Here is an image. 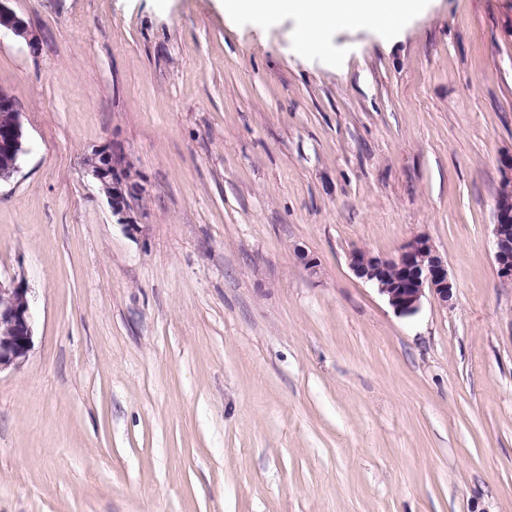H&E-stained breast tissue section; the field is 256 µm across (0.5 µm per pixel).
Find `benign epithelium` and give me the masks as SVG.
<instances>
[{
  "mask_svg": "<svg viewBox=\"0 0 512 512\" xmlns=\"http://www.w3.org/2000/svg\"><path fill=\"white\" fill-rule=\"evenodd\" d=\"M0 0V29L24 39L30 50L39 49L31 37L27 23ZM0 112L9 115L0 125V153L14 158L26 152L21 112L17 101L0 89ZM84 171L102 193L117 223L133 232L138 229L133 202L145 192L124 154L110 143L98 146L83 160ZM503 193L495 202L492 228L494 261L500 278L512 283V154L500 162ZM349 266L354 274L373 285L393 311L400 316L416 314L423 298L431 295L446 305L453 297V283L448 265L437 254L430 241L416 236L392 258L355 249L349 253ZM0 371L19 368L34 346L35 315L29 288L22 277L0 279Z\"/></svg>",
  "mask_w": 512,
  "mask_h": 512,
  "instance_id": "7a95c632",
  "label": "benign epithelium"
}]
</instances>
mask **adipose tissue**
I'll use <instances>...</instances> for the list:
<instances>
[{
	"label": "adipose tissue",
	"instance_id": "obj_1",
	"mask_svg": "<svg viewBox=\"0 0 512 512\" xmlns=\"http://www.w3.org/2000/svg\"><path fill=\"white\" fill-rule=\"evenodd\" d=\"M427 0H223L226 16L275 21L293 18L297 41L313 50L334 30L353 28L389 35L421 14Z\"/></svg>",
	"mask_w": 512,
	"mask_h": 512
}]
</instances>
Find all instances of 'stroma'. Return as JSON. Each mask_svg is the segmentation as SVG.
<instances>
[{
  "mask_svg": "<svg viewBox=\"0 0 512 512\" xmlns=\"http://www.w3.org/2000/svg\"><path fill=\"white\" fill-rule=\"evenodd\" d=\"M9 6L39 49L0 32L28 148L0 276L36 328L0 372V512H512V0L316 51L221 0ZM106 142L134 234L83 169ZM416 236L454 294L402 317L348 255ZM503 193L495 202L492 234L494 243V261L500 278L512 283V154L500 162Z\"/></svg>",
  "mask_w": 512,
  "mask_h": 512,
  "instance_id": "1",
  "label": "stroma"
}]
</instances>
